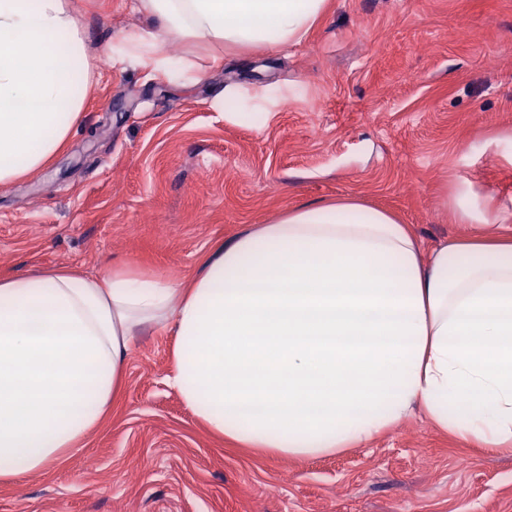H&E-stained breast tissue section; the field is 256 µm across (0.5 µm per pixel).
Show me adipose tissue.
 Segmentation results:
<instances>
[{
  "mask_svg": "<svg viewBox=\"0 0 512 512\" xmlns=\"http://www.w3.org/2000/svg\"><path fill=\"white\" fill-rule=\"evenodd\" d=\"M328 0H137L156 26L113 44L181 81L182 40L297 43ZM97 58L73 0H0V184L47 167L87 120ZM478 231L423 252L354 199L302 205L214 247L188 282L129 266L0 277V485L65 462L118 397L135 336L171 330L168 382L215 436L263 454L358 448L422 410L512 452V228L458 198Z\"/></svg>",
  "mask_w": 512,
  "mask_h": 512,
  "instance_id": "adipose-tissue-1",
  "label": "adipose tissue"
}]
</instances>
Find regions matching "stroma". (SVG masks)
<instances>
[{"instance_id": "35a3bbf8", "label": "stroma", "mask_w": 512, "mask_h": 512, "mask_svg": "<svg viewBox=\"0 0 512 512\" xmlns=\"http://www.w3.org/2000/svg\"><path fill=\"white\" fill-rule=\"evenodd\" d=\"M78 5L89 122L0 186L1 275L131 264L185 282L242 228L339 197L395 212L426 250L470 233L451 215L466 188L512 222V0H330L285 48L171 41L208 69L191 85L110 58L151 25L135 0ZM173 344L136 337L111 414L68 461L0 487V512H512V454L420 413L336 455L232 447L169 386Z\"/></svg>"}]
</instances>
